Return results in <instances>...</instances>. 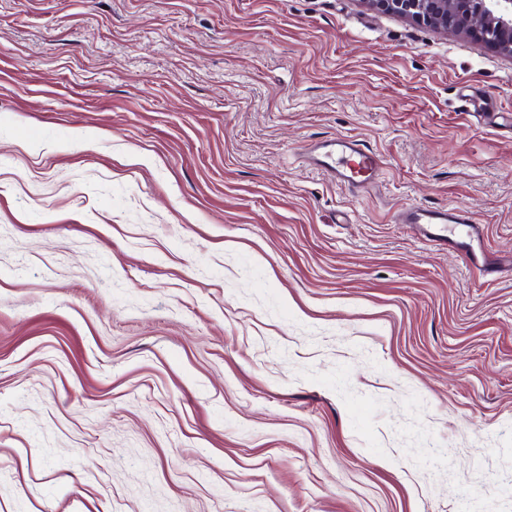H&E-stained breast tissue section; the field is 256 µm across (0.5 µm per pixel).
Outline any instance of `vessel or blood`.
<instances>
[{"instance_id": "obj_1", "label": "vessel or blood", "mask_w": 512, "mask_h": 512, "mask_svg": "<svg viewBox=\"0 0 512 512\" xmlns=\"http://www.w3.org/2000/svg\"><path fill=\"white\" fill-rule=\"evenodd\" d=\"M304 156L309 165L356 195L376 184L386 164L382 155L348 134L313 141L305 147ZM395 221L413 226L435 247L455 248L468 264L495 273V261L485 253L479 226L470 211L458 207L414 206L403 209Z\"/></svg>"}]
</instances>
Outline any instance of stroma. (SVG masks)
Returning <instances> with one entry per match:
<instances>
[{
  "label": "stroma",
  "mask_w": 512,
  "mask_h": 512,
  "mask_svg": "<svg viewBox=\"0 0 512 512\" xmlns=\"http://www.w3.org/2000/svg\"><path fill=\"white\" fill-rule=\"evenodd\" d=\"M352 134L364 197L298 156ZM512 58L362 0H0V512H512ZM397 224H409L437 248L458 250L466 262L482 269L487 274L498 273L485 253L479 225L472 213L463 208L414 206L403 209L396 217Z\"/></svg>",
  "instance_id": "35a3bbf8"
}]
</instances>
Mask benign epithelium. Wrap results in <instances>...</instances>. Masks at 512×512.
<instances>
[{
  "label": "benign epithelium",
  "instance_id": "benign-epithelium-1",
  "mask_svg": "<svg viewBox=\"0 0 512 512\" xmlns=\"http://www.w3.org/2000/svg\"><path fill=\"white\" fill-rule=\"evenodd\" d=\"M408 21L471 35L484 47L512 57V0H362Z\"/></svg>",
  "mask_w": 512,
  "mask_h": 512
}]
</instances>
